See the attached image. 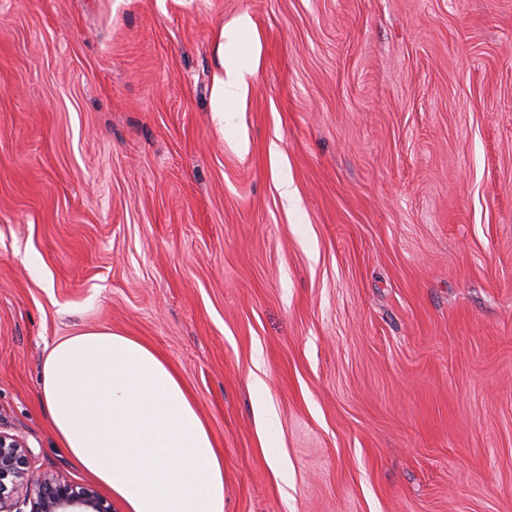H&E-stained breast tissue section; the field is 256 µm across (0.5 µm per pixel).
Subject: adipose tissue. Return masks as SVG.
Masks as SVG:
<instances>
[{"label": "adipose tissue", "instance_id": "obj_1", "mask_svg": "<svg viewBox=\"0 0 512 512\" xmlns=\"http://www.w3.org/2000/svg\"><path fill=\"white\" fill-rule=\"evenodd\" d=\"M248 75L226 65L216 116L246 94ZM41 397L57 441L116 512H224V460L183 381L147 345L109 329L65 337L44 358Z\"/></svg>", "mask_w": 512, "mask_h": 512}]
</instances>
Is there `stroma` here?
I'll use <instances>...</instances> for the list:
<instances>
[{"label": "stroma", "instance_id": "stroma-1", "mask_svg": "<svg viewBox=\"0 0 512 512\" xmlns=\"http://www.w3.org/2000/svg\"><path fill=\"white\" fill-rule=\"evenodd\" d=\"M95 328L224 512H512V0H0V430L77 484L41 368ZM249 74L250 70L229 63L225 65L224 74L217 77L211 98V112L221 120L224 119V112H228L246 94Z\"/></svg>", "mask_w": 512, "mask_h": 512}]
</instances>
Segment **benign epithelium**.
Segmentation results:
<instances>
[{"instance_id":"1","label":"benign epithelium","mask_w":512,"mask_h":512,"mask_svg":"<svg viewBox=\"0 0 512 512\" xmlns=\"http://www.w3.org/2000/svg\"><path fill=\"white\" fill-rule=\"evenodd\" d=\"M23 437L0 432V512H112L95 487L31 469Z\"/></svg>"}]
</instances>
